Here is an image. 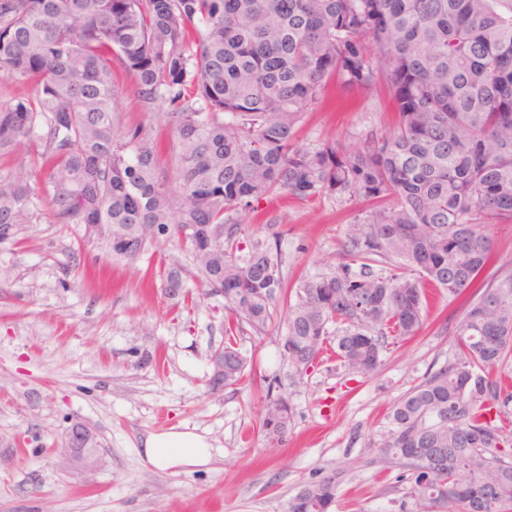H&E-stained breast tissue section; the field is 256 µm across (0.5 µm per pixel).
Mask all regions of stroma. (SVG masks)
I'll use <instances>...</instances> for the list:
<instances>
[{
	"mask_svg": "<svg viewBox=\"0 0 512 512\" xmlns=\"http://www.w3.org/2000/svg\"><path fill=\"white\" fill-rule=\"evenodd\" d=\"M113 79L122 124L167 142L166 105L143 111L132 76L117 65ZM395 121L382 87L332 83L305 112L295 143L349 149ZM365 206L274 193L240 220L278 235L293 288L340 263L345 226ZM173 261L195 287L197 269L171 239L131 262L86 240L82 226L44 215L0 241V512H287L304 484L336 467L345 476L332 512H417L406 469L376 463L372 443L386 432L390 407L447 362L466 298L429 293L418 334L389 345L379 371L362 377L333 357L295 373L282 356L287 301L278 297L263 335L247 328L239 337L252 364L246 385L214 394L206 382L210 355L224 344V299L191 308L169 298L157 272ZM271 394L287 396L293 413L274 445L258 423ZM75 421L98 433L94 467L57 452ZM170 431L204 436L210 462L149 463L143 437Z\"/></svg>",
	"mask_w": 512,
	"mask_h": 512,
	"instance_id": "35a3bbf8",
	"label": "stroma"
}]
</instances>
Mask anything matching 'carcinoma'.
<instances>
[{
    "mask_svg": "<svg viewBox=\"0 0 512 512\" xmlns=\"http://www.w3.org/2000/svg\"><path fill=\"white\" fill-rule=\"evenodd\" d=\"M142 107L168 105L162 149L120 123L112 65ZM0 77L33 94L0 104V229L56 224L110 237L133 261L175 238L202 293L224 296V388L249 366L243 326L262 334L285 281L278 241L234 214L272 192L371 203L346 226L342 262L301 279L283 348L297 371L331 351L350 371L378 370L389 340L423 322L429 281L471 288L448 362L396 402L373 443L409 466V494L467 512H512V387L492 373L512 356V273L482 277L490 223H512V0H0ZM380 84L396 125L345 151L293 144L328 83ZM186 298L181 270L160 268ZM288 398L264 408L279 444ZM435 457L427 473L408 456ZM343 472L305 485L288 512H330Z\"/></svg>",
    "mask_w": 512,
    "mask_h": 512,
    "instance_id": "carcinoma-1",
    "label": "carcinoma"
}]
</instances>
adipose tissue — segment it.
<instances>
[{"label": "adipose tissue", "mask_w": 512, "mask_h": 512, "mask_svg": "<svg viewBox=\"0 0 512 512\" xmlns=\"http://www.w3.org/2000/svg\"><path fill=\"white\" fill-rule=\"evenodd\" d=\"M142 450L147 461L161 469L200 466L206 464L211 455V448L203 437L184 431L148 435Z\"/></svg>", "instance_id": "adipose-tissue-1"}]
</instances>
